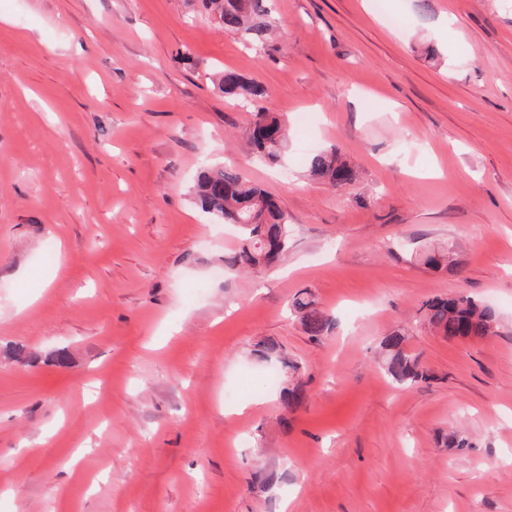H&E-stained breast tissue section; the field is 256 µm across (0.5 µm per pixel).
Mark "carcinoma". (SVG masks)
Here are the masks:
<instances>
[{"mask_svg":"<svg viewBox=\"0 0 512 512\" xmlns=\"http://www.w3.org/2000/svg\"><path fill=\"white\" fill-rule=\"evenodd\" d=\"M207 12L229 34L239 35L255 50L271 39L274 21L263 0H204ZM219 89L224 97L242 107H251L266 95L265 88L234 70L222 72ZM288 128L282 120L263 109L253 114L247 140L254 153L269 164H278L288 142ZM308 173L314 179L340 188L352 183L355 171L334 151H319L308 159ZM202 210L221 224L241 228V244L224 255V267L239 271L269 268L288 253V218L275 198L250 182L233 166L204 169L194 188ZM454 250L444 245L425 246L416 253L417 262L431 270L455 267ZM290 313L311 337H320L331 327L330 316L314 299L302 293L292 299ZM423 319L447 338L483 339L497 332V310L469 295L435 296L422 303ZM405 336L398 331L383 337L379 345L382 369L398 386L425 382L430 378L418 355L405 349ZM260 361L278 370L280 403L285 409L298 407L304 393L296 382L297 366L286 360L279 347L266 342L254 350Z\"/></svg>","mask_w":512,"mask_h":512,"instance_id":"cac0c4a2","label":"carcinoma"}]
</instances>
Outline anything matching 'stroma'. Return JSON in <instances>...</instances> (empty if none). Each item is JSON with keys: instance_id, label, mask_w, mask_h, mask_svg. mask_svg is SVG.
<instances>
[{"instance_id": "1", "label": "stroma", "mask_w": 512, "mask_h": 512, "mask_svg": "<svg viewBox=\"0 0 512 512\" xmlns=\"http://www.w3.org/2000/svg\"><path fill=\"white\" fill-rule=\"evenodd\" d=\"M267 4L258 55L201 0H0V512H512V0ZM226 69L287 119L280 164L243 142ZM331 150L340 190L307 172ZM228 163L288 216L278 266L223 271L239 232L194 185ZM427 243L458 267L418 265ZM305 291L317 340L287 311ZM460 293L497 335L424 327ZM397 329L429 381L378 366ZM308 173L314 179L340 188L352 183L355 171L335 151H319L308 159ZM290 313L302 324L305 332L311 337H320L331 327L330 316L321 310L314 299L304 293L295 295L292 299ZM254 355L261 362L273 365L278 370V380L281 384L279 392L280 403L285 409L298 407L304 399V393L299 384L295 382L298 377L297 366L286 360L279 347L272 342H266L254 350ZM292 371V372H290Z\"/></svg>"}]
</instances>
